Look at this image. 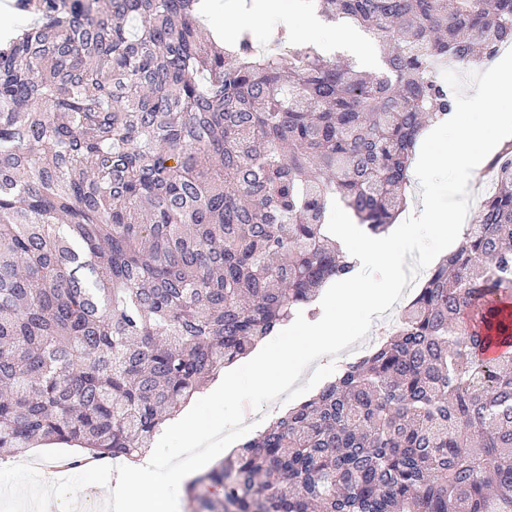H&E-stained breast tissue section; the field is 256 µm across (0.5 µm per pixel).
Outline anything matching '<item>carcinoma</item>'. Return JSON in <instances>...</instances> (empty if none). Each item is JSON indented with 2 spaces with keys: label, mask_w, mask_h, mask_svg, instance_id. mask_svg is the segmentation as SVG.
<instances>
[{
  "label": "carcinoma",
  "mask_w": 512,
  "mask_h": 512,
  "mask_svg": "<svg viewBox=\"0 0 512 512\" xmlns=\"http://www.w3.org/2000/svg\"><path fill=\"white\" fill-rule=\"evenodd\" d=\"M379 73L280 35L206 40L199 0H17L0 48V459L132 461L208 378L349 275L339 200L405 206L439 60L512 40V0H316ZM393 332L186 484L192 512H512V144Z\"/></svg>",
  "instance_id": "carcinoma-1"
}]
</instances>
